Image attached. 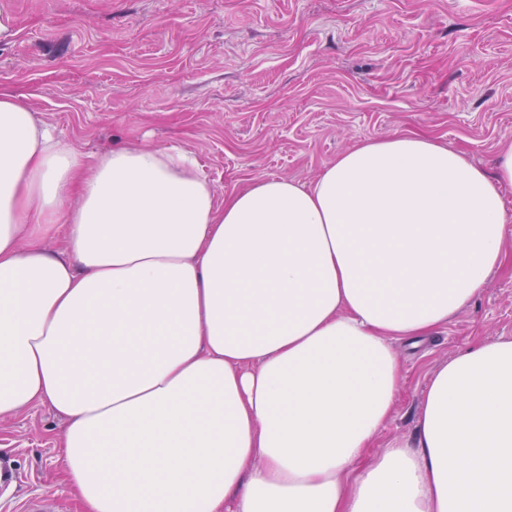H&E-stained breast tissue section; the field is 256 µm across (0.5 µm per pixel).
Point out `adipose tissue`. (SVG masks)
Returning a JSON list of instances; mask_svg holds the SVG:
<instances>
[{
	"label": "adipose tissue",
	"instance_id": "ef3b65f1",
	"mask_svg": "<svg viewBox=\"0 0 512 512\" xmlns=\"http://www.w3.org/2000/svg\"><path fill=\"white\" fill-rule=\"evenodd\" d=\"M506 185L512 146L491 177L404 134L219 201L183 150L90 160L0 92V421L65 417L84 512H512V336L452 355L371 451L393 342L503 265Z\"/></svg>",
	"mask_w": 512,
	"mask_h": 512
}]
</instances>
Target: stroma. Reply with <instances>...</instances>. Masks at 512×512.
Instances as JSON below:
<instances>
[{"label": "stroma", "instance_id": "stroma-1", "mask_svg": "<svg viewBox=\"0 0 512 512\" xmlns=\"http://www.w3.org/2000/svg\"><path fill=\"white\" fill-rule=\"evenodd\" d=\"M0 91L93 156L126 142L199 160L216 199L258 178L311 184L344 151L417 133L494 171L512 141V0H0ZM512 336V261L434 335L400 342L382 450L411 437L430 375ZM65 419L0 424V512L55 496Z\"/></svg>", "mask_w": 512, "mask_h": 512}]
</instances>
